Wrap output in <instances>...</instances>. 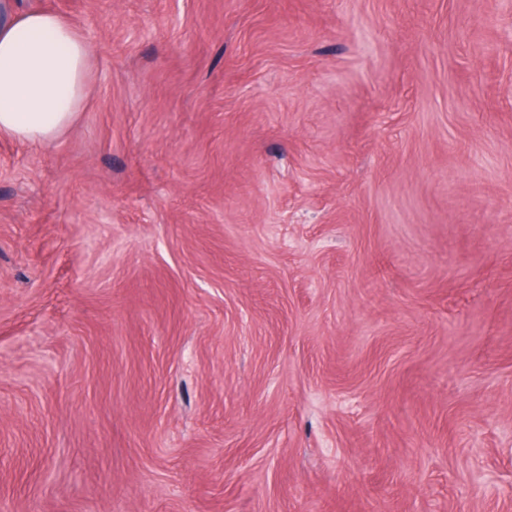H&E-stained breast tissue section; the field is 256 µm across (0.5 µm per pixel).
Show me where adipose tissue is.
Listing matches in <instances>:
<instances>
[{"label": "adipose tissue", "instance_id": "adipose-tissue-1", "mask_svg": "<svg viewBox=\"0 0 512 512\" xmlns=\"http://www.w3.org/2000/svg\"><path fill=\"white\" fill-rule=\"evenodd\" d=\"M91 64L88 43L65 17L12 7L0 21V134L57 141L84 108Z\"/></svg>", "mask_w": 512, "mask_h": 512}]
</instances>
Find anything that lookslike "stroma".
<instances>
[{
	"label": "stroma",
	"mask_w": 512,
	"mask_h": 512,
	"mask_svg": "<svg viewBox=\"0 0 512 512\" xmlns=\"http://www.w3.org/2000/svg\"><path fill=\"white\" fill-rule=\"evenodd\" d=\"M19 2L0 512H512V0ZM16 5L0 20V134L50 144L84 108L91 52L62 15Z\"/></svg>",
	"instance_id": "stroma-1"
}]
</instances>
